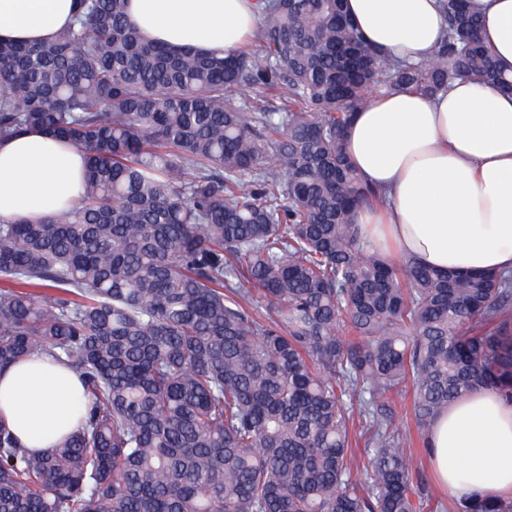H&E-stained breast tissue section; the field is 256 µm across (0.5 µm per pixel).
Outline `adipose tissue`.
<instances>
[{
    "mask_svg": "<svg viewBox=\"0 0 512 512\" xmlns=\"http://www.w3.org/2000/svg\"><path fill=\"white\" fill-rule=\"evenodd\" d=\"M484 40L512 68V0H471ZM366 43L403 64L447 32L442 0H346ZM76 0H0V42L48 41ZM140 34L175 48L229 53L255 34L252 0H128ZM347 154L387 203L355 221L384 250L441 271L512 270V94L456 78L432 95L381 92L356 112ZM85 154L39 130L0 139V222L38 221L79 200ZM84 412L78 376L47 355L0 369V420L33 452ZM440 480L460 499L512 497V404L490 389L450 403L429 433Z\"/></svg>",
    "mask_w": 512,
    "mask_h": 512,
    "instance_id": "ef3b65f1",
    "label": "adipose tissue"
}]
</instances>
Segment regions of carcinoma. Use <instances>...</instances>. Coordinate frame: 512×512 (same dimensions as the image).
I'll use <instances>...</instances> for the list:
<instances>
[{
  "instance_id": "cac0c4a2",
  "label": "carcinoma",
  "mask_w": 512,
  "mask_h": 512,
  "mask_svg": "<svg viewBox=\"0 0 512 512\" xmlns=\"http://www.w3.org/2000/svg\"><path fill=\"white\" fill-rule=\"evenodd\" d=\"M126 4L0 44V136L88 153L75 206L0 224V369L48 353L85 397L43 453L0 419V512H512L418 486L394 407L426 437L477 387L512 402V271L392 263L344 143L377 90L512 89L468 0L414 66L345 0H254L261 49L229 56L144 39Z\"/></svg>"
}]
</instances>
